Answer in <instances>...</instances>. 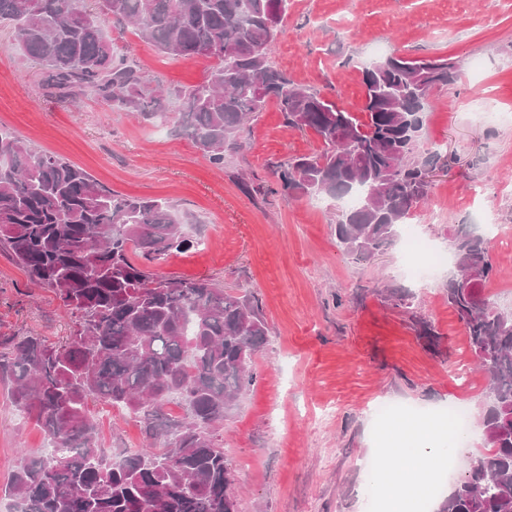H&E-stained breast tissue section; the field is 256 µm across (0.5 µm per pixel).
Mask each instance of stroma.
Returning a JSON list of instances; mask_svg holds the SVG:
<instances>
[{"instance_id": "stroma-1", "label": "stroma", "mask_w": 512, "mask_h": 512, "mask_svg": "<svg viewBox=\"0 0 512 512\" xmlns=\"http://www.w3.org/2000/svg\"><path fill=\"white\" fill-rule=\"evenodd\" d=\"M118 56L169 91L166 110L142 120L112 109L93 91L79 106L43 94L37 66L0 25V130L64 157L112 190L166 199L195 221L192 248L155 266L158 274L209 278L254 295L269 336L254 358V380L225 419L224 454L234 466L239 512H371L361 457L376 453L371 407L393 402L417 412L449 403L467 414L464 469L483 448L481 374L458 387L459 365L475 358L448 306L452 269L430 281L410 275L401 244L368 261L336 244L339 209L327 197L294 198L277 163L315 153L313 131L289 127L276 104L250 122L215 167L179 128L177 89L204 83L213 65L173 60L132 28L105 24ZM461 61V78L436 92L423 149L442 155L428 201L410 220L439 248L477 230L491 213L512 242V0H288L273 65L295 83L363 116V71L390 56ZM497 278L479 292L512 312V245L491 244ZM409 304L386 302L381 286ZM426 321L434 338L421 336ZM72 317L54 293L0 254V335L37 334L61 343ZM92 414L104 448L142 447L138 417L99 404ZM33 415L0 392V483L20 449L41 451Z\"/></svg>"}]
</instances>
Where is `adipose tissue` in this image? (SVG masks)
<instances>
[{
    "instance_id": "ef3b65f1",
    "label": "adipose tissue",
    "mask_w": 512,
    "mask_h": 512,
    "mask_svg": "<svg viewBox=\"0 0 512 512\" xmlns=\"http://www.w3.org/2000/svg\"><path fill=\"white\" fill-rule=\"evenodd\" d=\"M467 446L466 436L448 439L434 428L416 425L389 446V459H377L369 477L387 492L390 512H405L416 478L434 462L457 454Z\"/></svg>"
}]
</instances>
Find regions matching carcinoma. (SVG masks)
<instances>
[{"label":"carcinoma","instance_id":"carcinoma-1","mask_svg":"<svg viewBox=\"0 0 512 512\" xmlns=\"http://www.w3.org/2000/svg\"><path fill=\"white\" fill-rule=\"evenodd\" d=\"M0 0L38 66L46 94L71 99L91 89L113 108L149 120L165 98L125 61L114 59L107 22L133 24L172 59L217 61L208 80L176 91L182 131L210 163L224 166L247 124L271 102L286 123L311 130L321 149L277 165L282 187L301 197L359 202L338 215L343 252L366 261L398 239L425 202L437 151L421 152L434 92L454 82L462 63L433 59L430 83L411 89L420 59L392 58L378 75L363 71L367 120L360 121L294 83L271 58L280 33L270 13L288 0ZM169 201L123 195L58 155L0 134V249L31 282L52 290L74 317L66 341L0 336V379L35 415L48 452L21 450L0 495L17 512H239L231 464L219 433L253 381L268 326L258 300L209 279L155 274L152 267L191 240ZM454 264L489 280V242L455 236ZM448 306L488 377L481 421L488 446L473 459L437 512H512V314L446 284ZM104 400L140 417L149 445L120 464L101 452L90 405ZM175 401L184 415L165 417Z\"/></svg>","mask_w":512,"mask_h":512}]
</instances>
